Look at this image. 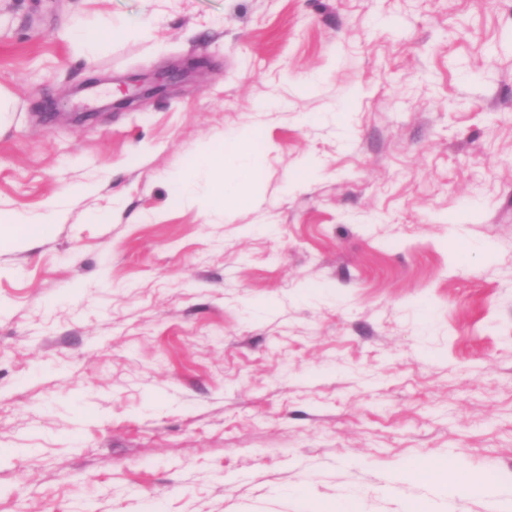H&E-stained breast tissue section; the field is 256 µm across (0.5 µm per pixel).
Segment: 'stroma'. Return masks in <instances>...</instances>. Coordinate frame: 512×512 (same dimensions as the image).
<instances>
[{
	"label": "stroma",
	"instance_id": "obj_1",
	"mask_svg": "<svg viewBox=\"0 0 512 512\" xmlns=\"http://www.w3.org/2000/svg\"><path fill=\"white\" fill-rule=\"evenodd\" d=\"M112 16L95 61L59 38ZM197 63L108 109L85 86ZM0 512H487L512 482V0H0ZM249 124L254 203L171 176ZM419 479L391 484L405 465ZM503 486L495 473H488L479 485L480 493L486 498L490 512H510L512 499H502L499 487Z\"/></svg>",
	"mask_w": 512,
	"mask_h": 512
}]
</instances>
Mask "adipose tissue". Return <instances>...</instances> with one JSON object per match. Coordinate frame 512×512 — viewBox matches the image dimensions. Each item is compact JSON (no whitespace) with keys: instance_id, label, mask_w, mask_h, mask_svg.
<instances>
[{"instance_id":"obj_1","label":"adipose tissue","mask_w":512,"mask_h":512,"mask_svg":"<svg viewBox=\"0 0 512 512\" xmlns=\"http://www.w3.org/2000/svg\"><path fill=\"white\" fill-rule=\"evenodd\" d=\"M131 32L128 23L103 18L94 22L79 21L65 30L66 38L72 39L87 57L97 55L102 44L126 38ZM258 149L254 131L242 127L225 135L219 142L208 145L199 161L212 171L211 189L206 211L217 213L233 206L248 203L257 172L251 167L227 168V159L256 152Z\"/></svg>"}]
</instances>
